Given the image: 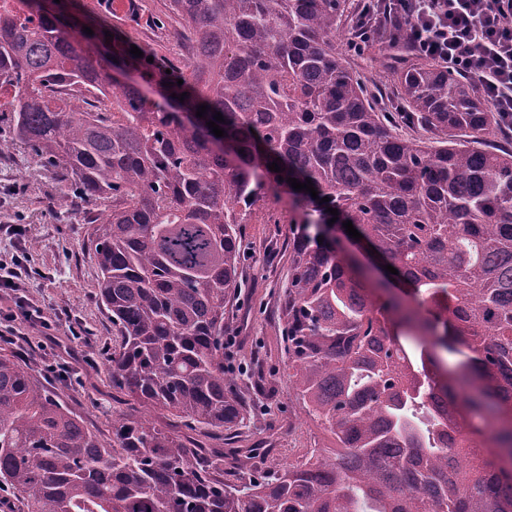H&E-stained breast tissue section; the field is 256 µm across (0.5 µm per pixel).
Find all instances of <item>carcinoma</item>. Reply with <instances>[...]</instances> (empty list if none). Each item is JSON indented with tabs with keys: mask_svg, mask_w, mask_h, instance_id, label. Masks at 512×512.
<instances>
[{
	"mask_svg": "<svg viewBox=\"0 0 512 512\" xmlns=\"http://www.w3.org/2000/svg\"><path fill=\"white\" fill-rule=\"evenodd\" d=\"M43 2L0 0V152L25 146L96 206L112 397L167 421L129 413L104 436L0 352V489L19 512H512L503 117L426 58L394 79L406 111H379L336 49L347 0H166L181 63L94 17L91 35L63 28ZM92 41L106 54L84 51ZM284 189L296 229L281 335L296 398L336 448L262 473L224 328L238 225ZM329 207L404 289L343 254Z\"/></svg>",
	"mask_w": 512,
	"mask_h": 512,
	"instance_id": "obj_1",
	"label": "carcinoma"
}]
</instances>
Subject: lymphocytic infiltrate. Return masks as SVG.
Here are the masks:
<instances>
[{
	"label": "lymphocytic infiltrate",
	"instance_id": "lymphocytic-infiltrate-1",
	"mask_svg": "<svg viewBox=\"0 0 512 512\" xmlns=\"http://www.w3.org/2000/svg\"><path fill=\"white\" fill-rule=\"evenodd\" d=\"M472 81L494 111L512 115V0H360L350 47L364 52L373 28Z\"/></svg>",
	"mask_w": 512,
	"mask_h": 512
}]
</instances>
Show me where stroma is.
<instances>
[{"mask_svg":"<svg viewBox=\"0 0 512 512\" xmlns=\"http://www.w3.org/2000/svg\"><path fill=\"white\" fill-rule=\"evenodd\" d=\"M81 10L100 15L135 41L149 44L158 56L178 59L187 51L172 28L158 26L163 0H80ZM97 216L94 206L75 202L62 171L48 170L24 146L0 155V225L23 224L24 240L0 233V265L21 262L27 297L57 327L41 336L28 324L0 337V350L11 351L52 393L86 424L109 430L112 418L127 411L105 387L108 358L115 344L112 319L97 297V268L86 243ZM293 226L287 199L259 202L239 227L246 261L244 286L230 313L227 335L236 342L225 359L228 370L250 399L244 434L259 448L261 470H281L318 448L330 453L333 436L310 418L295 397L279 329L278 305L288 279V241ZM81 323L82 339L70 336Z\"/></svg>","mask_w":512,"mask_h":512,"instance_id":"obj_1","label":"stroma"}]
</instances>
